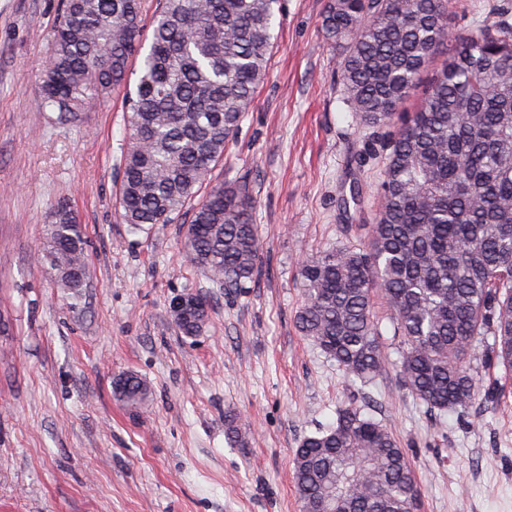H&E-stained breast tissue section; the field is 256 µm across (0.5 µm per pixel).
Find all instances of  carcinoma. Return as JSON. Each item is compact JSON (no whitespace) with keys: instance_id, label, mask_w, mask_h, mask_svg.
Returning a JSON list of instances; mask_svg holds the SVG:
<instances>
[{"instance_id":"carcinoma-1","label":"carcinoma","mask_w":512,"mask_h":512,"mask_svg":"<svg viewBox=\"0 0 512 512\" xmlns=\"http://www.w3.org/2000/svg\"><path fill=\"white\" fill-rule=\"evenodd\" d=\"M460 0H329L326 37L343 45L339 77L360 128L384 130L375 222L359 244L323 248L298 263V331L345 373L371 383L389 368L382 319L397 341L402 386L440 414L498 399L512 385V16L473 13L413 112L400 111L448 40ZM281 0H158L145 33L143 0H62L41 102L67 120L125 88L128 136L120 158V218L132 234L189 215L187 261L235 296L256 282L262 237L250 181L215 175L269 74ZM139 60L135 86L130 62ZM86 240L66 203L52 210L41 263L62 288L86 280ZM209 307L174 316L188 337ZM503 370L485 386L470 365ZM116 391L149 397L127 373ZM243 447L246 423L226 422ZM302 512H418L404 451L381 422L354 407L302 439L293 457Z\"/></svg>"}]
</instances>
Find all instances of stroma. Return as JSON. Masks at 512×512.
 <instances>
[{
    "label": "stroma",
    "mask_w": 512,
    "mask_h": 512,
    "mask_svg": "<svg viewBox=\"0 0 512 512\" xmlns=\"http://www.w3.org/2000/svg\"><path fill=\"white\" fill-rule=\"evenodd\" d=\"M61 0H0V512H300L293 455L303 436L359 408L392 431L420 512H512V395L427 410L388 370L348 376L301 336L305 253L342 239V192H377L370 131L344 102L328 0H283L269 77L224 159L248 178L262 236L258 281L238 298L192 269L182 223L129 234L117 215L124 91L59 120L36 84ZM67 201L86 237L80 295L40 262L50 209ZM201 292L209 323L175 327V296ZM133 372L139 407L114 392ZM245 420L230 444L227 416Z\"/></svg>",
    "instance_id": "35a3bbf8"
}]
</instances>
